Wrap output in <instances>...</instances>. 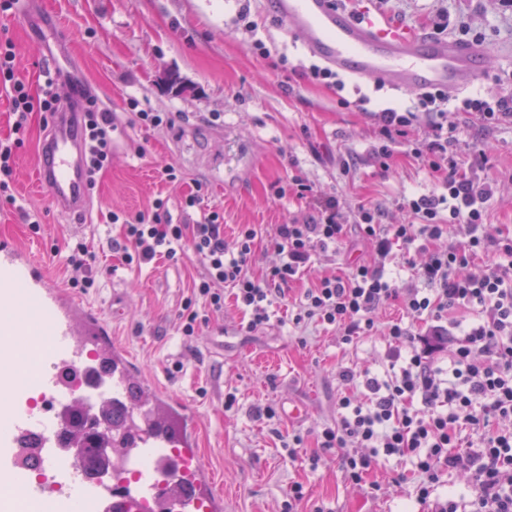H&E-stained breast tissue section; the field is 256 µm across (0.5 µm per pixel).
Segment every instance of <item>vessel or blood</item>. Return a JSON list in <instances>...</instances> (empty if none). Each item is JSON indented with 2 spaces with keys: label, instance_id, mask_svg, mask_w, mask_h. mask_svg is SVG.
I'll list each match as a JSON object with an SVG mask.
<instances>
[{
  "label": "vessel or blood",
  "instance_id": "b4317fda",
  "mask_svg": "<svg viewBox=\"0 0 512 512\" xmlns=\"http://www.w3.org/2000/svg\"><path fill=\"white\" fill-rule=\"evenodd\" d=\"M271 10L330 67L401 91H457L491 57L483 44L435 39L384 14L353 13L337 0H272ZM37 172L60 214H87L91 189L74 113L53 122ZM33 360L41 368L30 374L25 367ZM88 373L100 388L99 401L85 407L88 420L100 418L105 402L144 415L120 450L123 471H92L63 453L65 421L36 407L41 398L74 402L79 391L73 380ZM198 422L190 404L171 399L142 374L98 310L51 283L13 242L0 241V512H113L121 503L157 501L182 479L190 486L170 502L171 512H224L212 472L196 456L170 454L172 447L194 443ZM32 437L45 472L34 481L20 467Z\"/></svg>",
  "mask_w": 512,
  "mask_h": 512
}]
</instances>
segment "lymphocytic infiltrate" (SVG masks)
<instances>
[{
	"mask_svg": "<svg viewBox=\"0 0 512 512\" xmlns=\"http://www.w3.org/2000/svg\"><path fill=\"white\" fill-rule=\"evenodd\" d=\"M0 88L11 99L14 135L0 140V194L10 191L15 158L34 114L80 113L84 161L89 180L112 157V115L99 111L96 99L80 92L78 100L62 102L50 92L32 94L17 76L9 47L0 42ZM445 91L423 92L405 111L377 112L380 132L388 143L405 137L417 113L438 115L414 157L441 177L442 193L404 200L412 218L408 224H385L380 210L358 205L357 226L371 241L374 265H355L351 274L318 277L296 302L295 322L312 320L335 327L344 343L368 335L373 313L400 302L409 318L427 322L424 335L393 322L387 327L392 345L381 371L343 369L345 387L338 401L340 415L321 432V447L336 450L348 480L360 483L378 457L408 458L419 477L415 495L431 503L432 512H459L455 496L436 497L442 478L452 473L467 478L465 496L473 512H512V237L484 234L487 203L493 183L463 171L453 150L444 116ZM338 197L319 203L317 217L278 225L271 244L279 256L263 278L248 271L257 232L241 225L233 243L224 239V218L218 211L184 224L168 216L163 201L136 213H111L122 227V258L133 270L156 257L199 258L204 271L191 284V296L181 315L183 335H196L210 314L223 311L224 293L232 291L244 312L242 327L253 332L268 324L274 307L286 298L285 289L310 272L315 255L335 251L345 230ZM458 238L447 241L449 227ZM425 254L416 262L415 253ZM485 256L477 273L468 272L472 259ZM414 270L422 285L400 288L387 268L394 262ZM203 310H196V303ZM476 312L477 322L451 332L441 321L449 310Z\"/></svg>",
	"mask_w": 512,
	"mask_h": 512,
	"instance_id": "obj_1",
	"label": "lymphocytic infiltrate"
}]
</instances>
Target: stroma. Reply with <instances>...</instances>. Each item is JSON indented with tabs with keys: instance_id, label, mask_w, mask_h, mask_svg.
Masks as SVG:
<instances>
[{
	"instance_id": "1",
	"label": "stroma",
	"mask_w": 512,
	"mask_h": 512,
	"mask_svg": "<svg viewBox=\"0 0 512 512\" xmlns=\"http://www.w3.org/2000/svg\"><path fill=\"white\" fill-rule=\"evenodd\" d=\"M250 5L252 15L267 20L252 36L235 25L241 0H24L0 15L16 73L35 87L52 83L63 98L89 91L111 112L115 143L112 163L78 221L58 213L38 181L43 130L34 119L16 156L15 201L0 202V240L29 252L62 287L70 277L72 242L83 240L95 252V284L79 298L99 310L143 374L196 406L195 448L215 473L224 512H284L296 482L305 489L296 512H428L411 499V483L399 480L410 473L409 461L379 458L370 475L380 486L374 493L370 484L348 482L336 452L318 444L343 391L337 370L381 367L389 347L386 324L403 316L399 304L377 311L372 335L345 345L334 327L294 323L293 310L282 306L268 325L246 332L228 293L223 312L188 337L179 331V316L202 263L193 256L177 263L161 258L134 271L112 247L121 230L110 223L111 211L148 210L160 198L173 219L193 224L215 208L224 215L226 241L239 225L255 226L249 272L258 277L279 260L268 245L277 225L305 221L313 211L308 200L275 196L273 185L292 175L305 178L317 197H341L348 225L360 204L383 210L385 223H405L403 199L439 190L438 175L411 154L425 142L431 115L420 113L403 142L387 145L372 114L410 105L418 91L350 78L347 101L339 103L334 89L297 74V66L312 59L298 36L271 16L266 0ZM375 6L426 33L436 16L463 17L492 50L467 95L491 90L495 79L512 86V0H376ZM255 38L270 48L269 58L254 53ZM283 55L290 68L280 67ZM360 93L370 98L371 111L356 106ZM133 99L139 108L170 113L173 125L142 128L129 106ZM448 122L458 129L455 150L464 162H474L473 145L490 146L480 175L497 191L487 204L486 231L512 237V121L487 127L475 115L452 112ZM383 145L391 153L384 167L375 159ZM167 165L176 167L177 181L162 179ZM199 183L207 187L201 208L183 211V198ZM26 211L39 220V231L23 220ZM375 258L370 242L348 233L335 255L317 256L312 274L290 284L288 297L298 298L315 277L345 275L350 263L371 265ZM229 393L236 397L230 408L224 405ZM294 434L303 444L292 459L282 442ZM313 454L320 457L314 469Z\"/></svg>"
}]
</instances>
